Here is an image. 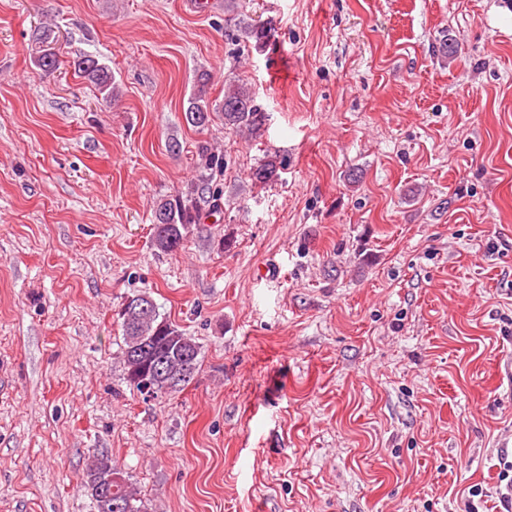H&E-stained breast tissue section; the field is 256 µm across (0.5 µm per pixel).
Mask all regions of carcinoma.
Listing matches in <instances>:
<instances>
[{"label": "carcinoma", "instance_id": "cac0c4a2", "mask_svg": "<svg viewBox=\"0 0 512 512\" xmlns=\"http://www.w3.org/2000/svg\"><path fill=\"white\" fill-rule=\"evenodd\" d=\"M238 31L246 43L263 49L274 37L275 28L269 23L251 24L239 22ZM34 65L43 72L60 68L62 61L56 51V35L50 26L36 33ZM74 72L89 81L105 98L114 93L112 71L99 59L89 54H79L69 60ZM211 74L197 76L194 93L188 100L186 119L202 127L210 122L211 113L218 112L224 124L251 134L261 130L264 113L255 95L240 80L229 79L232 88L224 91V98L213 102L207 96ZM200 175L188 190L170 200L159 202L153 212L152 244L166 253H173L181 246L191 224L199 223L200 202L209 195L212 207H218L220 191L212 187L216 175L224 172V155L206 144L198 147ZM279 166L266 161L250 173L252 183H265L278 175ZM122 333V360L124 379L130 389L142 393L141 381L153 374L155 394H171L183 391L192 380L185 379L187 372L198 374L202 366V351L194 337L170 322L160 311L157 303L147 293L126 298L120 312ZM95 512H150L148 503L140 498L132 487L130 478L121 466L104 452L92 455L83 483Z\"/></svg>", "mask_w": 512, "mask_h": 512}]
</instances>
